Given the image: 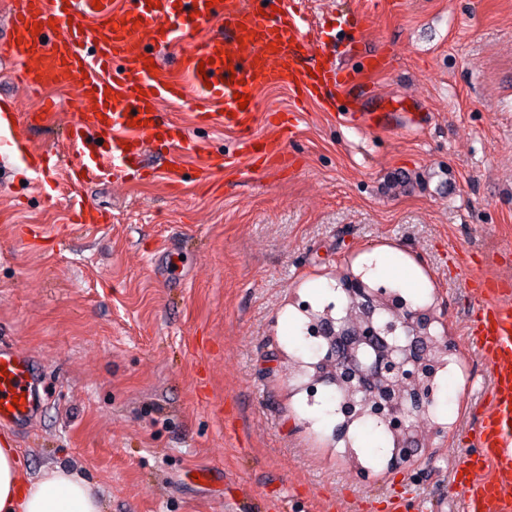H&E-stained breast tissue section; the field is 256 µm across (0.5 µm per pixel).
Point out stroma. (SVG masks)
<instances>
[{"instance_id": "1", "label": "stroma", "mask_w": 512, "mask_h": 512, "mask_svg": "<svg viewBox=\"0 0 512 512\" xmlns=\"http://www.w3.org/2000/svg\"><path fill=\"white\" fill-rule=\"evenodd\" d=\"M309 4L364 12L372 47L393 59L374 80L393 117L356 128L309 104L289 145L294 170L213 182L206 161L236 152L234 134L199 123L195 98L165 102L162 117L195 145L181 192L157 147L152 175L81 191L110 216L82 225L68 190L51 191L0 138V340L37 358L48 392L12 437L32 470H80L103 512H382L394 490L462 512L450 468L490 382L465 344L470 280H512V0ZM13 70L0 59V96L23 114L53 111L29 138L72 160L76 88L30 94ZM173 251L180 285L168 288L154 272ZM379 253L394 275H365ZM403 270L465 371L440 378L417 453L393 469L370 433L343 458L334 418L299 394L298 305L330 302L344 273L374 288ZM201 469L218 479L197 483Z\"/></svg>"}]
</instances>
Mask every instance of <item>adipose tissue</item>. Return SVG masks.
Listing matches in <instances>:
<instances>
[{
	"label": "adipose tissue",
	"mask_w": 512,
	"mask_h": 512,
	"mask_svg": "<svg viewBox=\"0 0 512 512\" xmlns=\"http://www.w3.org/2000/svg\"><path fill=\"white\" fill-rule=\"evenodd\" d=\"M0 512H102L77 470L60 465L33 473L19 449L0 446Z\"/></svg>",
	"instance_id": "adipose-tissue-1"
}]
</instances>
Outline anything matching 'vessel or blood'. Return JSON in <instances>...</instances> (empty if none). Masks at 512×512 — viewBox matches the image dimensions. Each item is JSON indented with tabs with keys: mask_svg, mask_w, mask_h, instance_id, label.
Wrapping results in <instances>:
<instances>
[{
	"mask_svg": "<svg viewBox=\"0 0 512 512\" xmlns=\"http://www.w3.org/2000/svg\"><path fill=\"white\" fill-rule=\"evenodd\" d=\"M276 6L263 16L264 4ZM363 17L340 21L330 46L312 58L310 46L323 34L319 17L303 0H11L7 26L0 35V57L16 65L15 78L31 92L77 85L81 112L68 127L75 160L68 169L72 188L86 181L143 167L151 146L179 153L188 149L181 123L161 120L162 102L182 100L195 89L199 117L237 135L241 155L211 158L209 168L238 171L239 156L294 165L291 140L306 104L329 98L344 107L351 125L386 122L370 99L375 76L390 57L366 45ZM221 22L222 32L204 34ZM190 43L176 59V71L145 69L146 58L160 49ZM287 90L294 111L289 120L268 122L258 133L257 95ZM249 98L240 106L238 95ZM139 125H131V118ZM21 160L47 172L56 165L52 152L27 141L14 142ZM478 314L467 338L490 370L488 408L464 436L466 448L452 468L449 489L463 493V512H512V289L473 281ZM0 426L23 428L46 405L39 364L0 342Z\"/></svg>",
	"mask_w": 512,
	"mask_h": 512,
	"instance_id": "1",
	"label": "vessel or blood"
}]
</instances>
